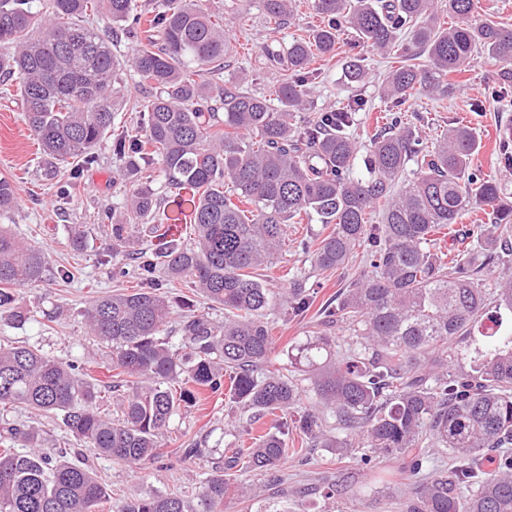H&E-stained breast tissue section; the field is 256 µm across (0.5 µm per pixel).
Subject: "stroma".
Masks as SVG:
<instances>
[{"instance_id":"stroma-1","label":"stroma","mask_w":512,"mask_h":512,"mask_svg":"<svg viewBox=\"0 0 512 512\" xmlns=\"http://www.w3.org/2000/svg\"><path fill=\"white\" fill-rule=\"evenodd\" d=\"M206 6L214 18H227L240 11L244 17L231 31L234 52L224 70L203 73V80L223 84L235 79L245 91L271 94L282 78L278 67L272 66L261 51L264 44H288L295 39H311L323 22L310 7V0H300L298 11L287 25L270 28L254 0H207ZM352 33H344L336 55L324 63L319 78L311 86L314 111L337 109L346 105L352 91L342 77V64L354 52ZM392 64L391 56L380 52L365 55L368 84L363 96L367 109L358 113L353 127L361 145L380 129L387 107L378 95L377 85ZM512 73V64L505 65L485 54H477L471 68L456 85L453 96L434 100L415 96L406 101L407 119L416 120L427 135L437 136L443 128L465 124L473 128L482 147L472 160L473 169L499 178L503 190L512 196V178L502 177L505 164L500 159L501 132L512 127V81L503 82V72ZM0 174L16 182L18 206L9 219L14 232L47 255L51 272L48 280L36 288L22 289V297L39 302L41 308L62 305L65 316L61 321L44 326L32 323L23 329L10 327L0 320V341H25L65 361L84 362L101 357L100 345L88 334L80 312L92 293L109 294L136 284L132 278H116L113 264L102 251L99 240V218L112 205L120 203L130 184L123 175V164L101 147L97 163L85 170L83 188L74 197L64 199L58 193L57 181L45 179L39 170V150L22 120V105L17 95L0 93ZM85 225L88 246L76 252L69 245V227ZM330 231L329 225L301 222L289 225L285 243L274 263L261 270L260 277L276 291H284L291 279L302 280L315 306L335 297L342 285L361 269L360 260L343 270L319 271L311 264V256L320 238ZM77 268L72 282L60 281L56 272L61 268ZM272 325L273 349L271 363L287 367L288 352L303 340L317 321L314 311L297 318L283 311L269 313ZM243 413L227 395H202L193 406L182 408L159 439L164 460L148 466H130L110 458L86 454L85 460L96 477L108 484L113 495L127 493L152 495L163 493L196 498L200 491L199 476L211 472L215 462L223 458L226 448H246L252 435L273 427L272 418H264L252 431L239 428ZM198 442L206 454L191 462L167 465V457L176 449ZM290 453L281 465L288 476L287 494H279L262 486L253 500L242 501L227 496L220 512H395L393 503L406 497L404 477L385 476L381 465L364 470L358 482L334 499L324 496V488L334 482L343 462L335 449L319 448L308 456L297 455L301 442L289 440Z\"/></svg>"}]
</instances>
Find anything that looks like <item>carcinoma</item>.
<instances>
[{
  "label": "carcinoma",
  "instance_id": "cac0c4a2",
  "mask_svg": "<svg viewBox=\"0 0 512 512\" xmlns=\"http://www.w3.org/2000/svg\"><path fill=\"white\" fill-rule=\"evenodd\" d=\"M446 2L455 18L449 27L440 23L438 0H312L324 21L312 40L264 47L286 71L275 99L227 79L221 118L211 85L194 76L224 69L233 46L228 24L213 20L204 0H164V10L149 17L136 11V0H0V81L18 80L45 174L61 175V194H77L82 170L107 140L135 177L112 208V223L99 229L107 256L137 262L132 270L115 265L112 275L139 280L93 298L83 312L108 350L111 383L94 384L84 364L28 343L0 344V410L59 416L80 446L137 466L162 457L158 435L201 391H228L251 422L279 420L252 447L225 449L223 471L206 478L197 506L138 495L117 512H216L230 493L251 498L252 485L224 471L278 470L290 434L344 455L360 450L364 466L385 458L392 473L410 480L402 512H512V331H502L501 320L482 331L490 310L512 314V243L479 226L476 243L451 261L433 252V235L470 210L489 208L491 223L512 224V197L470 168L479 147L470 127L450 126L428 144L400 114L419 91L448 97L455 89L449 77L468 72L477 52L511 65L512 28L471 22L474 0ZM256 3L278 28L296 10V0ZM90 13L103 15L110 29L125 25L138 42L127 60L79 22ZM346 31L367 51L399 50L379 85L390 114L370 139L366 178L352 174L360 147L350 133L364 98L294 120L311 110L308 84L319 76L312 64L334 57ZM125 67L148 92L136 136L114 126L115 84ZM343 75L363 82V59L346 62ZM410 163L416 169L408 178ZM155 171L163 193L152 187ZM17 202L15 181L0 175V220ZM376 208L381 223L371 224ZM301 215L333 225L314 250L315 268L342 269L364 249V268L321 306L318 327L293 347L290 363L310 373L309 407L295 376L262 367L272 345L267 312L302 316L311 298L298 279L276 295L256 276ZM183 224L194 230L191 243L177 231ZM144 239L147 247L131 250ZM69 240L84 250V225H70ZM49 271L41 249L0 223L1 319L18 329L39 313L55 322L60 308L38 313L20 296ZM180 282L222 307L224 321L196 312L172 288ZM336 327L351 340L340 356ZM128 381L113 415L110 395ZM110 499L85 462L45 447L33 427L0 422V512H100Z\"/></svg>",
  "mask_w": 512,
  "mask_h": 512
}]
</instances>
